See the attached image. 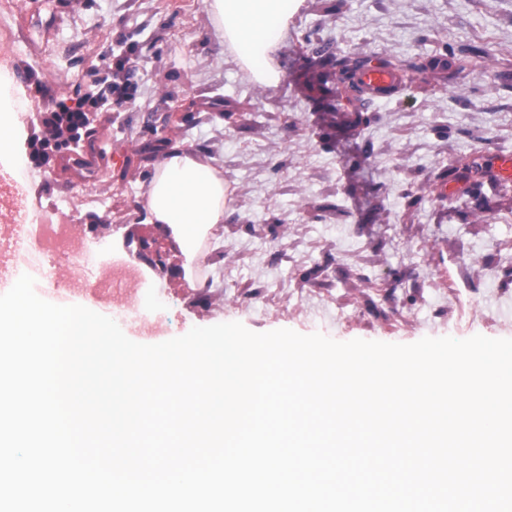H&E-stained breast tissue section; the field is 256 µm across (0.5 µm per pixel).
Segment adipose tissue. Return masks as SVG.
<instances>
[{
	"label": "adipose tissue",
	"mask_w": 512,
	"mask_h": 512,
	"mask_svg": "<svg viewBox=\"0 0 512 512\" xmlns=\"http://www.w3.org/2000/svg\"><path fill=\"white\" fill-rule=\"evenodd\" d=\"M217 36L263 85L279 82L271 52L304 0H204ZM143 204L151 223L165 233L189 261L200 257L205 235L224 221V173L216 161L191 148L175 149L159 163Z\"/></svg>",
	"instance_id": "obj_1"
}]
</instances>
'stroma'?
Listing matches in <instances>:
<instances>
[{
	"mask_svg": "<svg viewBox=\"0 0 512 512\" xmlns=\"http://www.w3.org/2000/svg\"><path fill=\"white\" fill-rule=\"evenodd\" d=\"M464 44L492 67L454 81L416 72ZM131 49L135 98L90 109L102 162L77 180L62 169L69 150L35 151L43 115ZM331 54L391 62L399 92L328 119ZM272 64L269 88L217 37L203 0H0V77L21 91L8 164L29 217L63 218L93 250H121L117 225L136 242L160 237L141 192L165 153L192 147L223 168L226 206L193 276L176 251L145 273L177 313L175 335L236 321L411 344L448 335L455 294L458 338H512V197L456 211L437 200L462 192L441 176L448 156L512 154V0H305ZM149 139L162 145L146 161Z\"/></svg>",
	"mask_w": 512,
	"mask_h": 512,
	"instance_id": "stroma-1",
	"label": "stroma"
}]
</instances>
